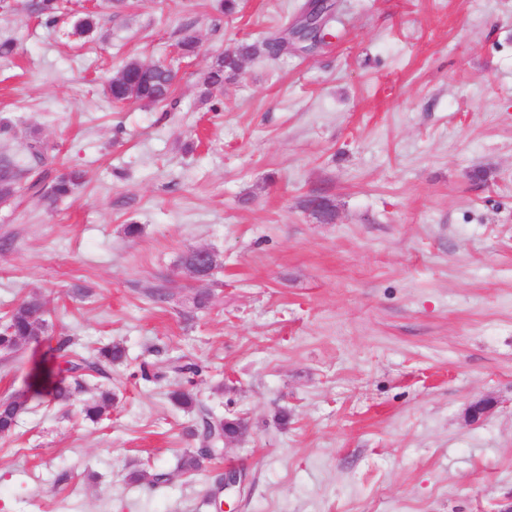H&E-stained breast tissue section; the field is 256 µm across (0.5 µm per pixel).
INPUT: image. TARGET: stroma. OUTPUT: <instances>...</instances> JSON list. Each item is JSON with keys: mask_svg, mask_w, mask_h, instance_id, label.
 Listing matches in <instances>:
<instances>
[{"mask_svg": "<svg viewBox=\"0 0 512 512\" xmlns=\"http://www.w3.org/2000/svg\"><path fill=\"white\" fill-rule=\"evenodd\" d=\"M32 2L0 0V160L18 174L0 315L34 296L47 328L0 353V399L30 397L0 438V512H213L228 467L245 474L236 512L511 507L512 0H334L323 44L244 59L207 100L215 60L303 0H71L52 25ZM131 59L172 65L167 101L112 103ZM72 170L69 197L29 188ZM195 249L217 259L208 280L180 264ZM60 336L126 351L67 406L50 399ZM145 361L164 377L143 380ZM175 361L247 424L193 474Z\"/></svg>", "mask_w": 512, "mask_h": 512, "instance_id": "1", "label": "stroma"}]
</instances>
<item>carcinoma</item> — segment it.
<instances>
[{
  "instance_id": "1",
  "label": "carcinoma",
  "mask_w": 512,
  "mask_h": 512,
  "mask_svg": "<svg viewBox=\"0 0 512 512\" xmlns=\"http://www.w3.org/2000/svg\"><path fill=\"white\" fill-rule=\"evenodd\" d=\"M33 10L47 23L58 20L59 0H37ZM288 50V44L282 36L264 38L250 44H243L231 55H224L204 74L202 83L206 91L217 89L224 84V76L233 75L243 59L262 54L277 56ZM109 97L115 103L129 101L158 104L165 101L171 93L169 76L165 69L156 65H146L136 60L127 62L113 76L107 87ZM83 175L79 171L63 173L54 178L50 197L60 198L71 194L82 183ZM47 327L42 302L36 297H28L18 302L7 314L0 325V351L12 353L27 339L40 335ZM55 352L64 359L66 371L71 373L72 382H60L52 393L53 401L61 404L70 402L75 393L83 388L82 373L97 372L103 363L112 364L125 357V349L118 344H108L96 350L92 359L79 354H71L69 341L58 342ZM171 399L179 406L191 409L196 417V437L200 448L185 453L180 459V469L186 473H195L202 469L207 460L221 455L224 433L234 437L245 434L246 427L237 419L226 418L211 408L199 403L189 391L180 388L171 393ZM28 398L15 394L0 402V436L10 435L17 418L25 412ZM112 406V394L103 393L97 401L88 402L83 407L85 416L90 420L101 418Z\"/></svg>"
}]
</instances>
